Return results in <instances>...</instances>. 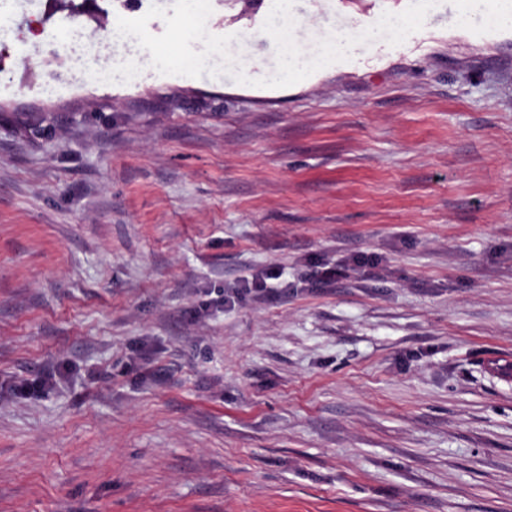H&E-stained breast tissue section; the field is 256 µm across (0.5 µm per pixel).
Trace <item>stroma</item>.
<instances>
[{
	"mask_svg": "<svg viewBox=\"0 0 512 512\" xmlns=\"http://www.w3.org/2000/svg\"><path fill=\"white\" fill-rule=\"evenodd\" d=\"M24 0L0 44V512H512V30L485 0H292L406 38L263 92L267 0ZM135 28L122 82L63 50ZM218 46L221 60L191 56ZM367 255L327 288L306 275ZM280 272V296L243 281ZM47 375L18 395V379Z\"/></svg>",
	"mask_w": 512,
	"mask_h": 512,
	"instance_id": "stroma-1",
	"label": "stroma"
}]
</instances>
